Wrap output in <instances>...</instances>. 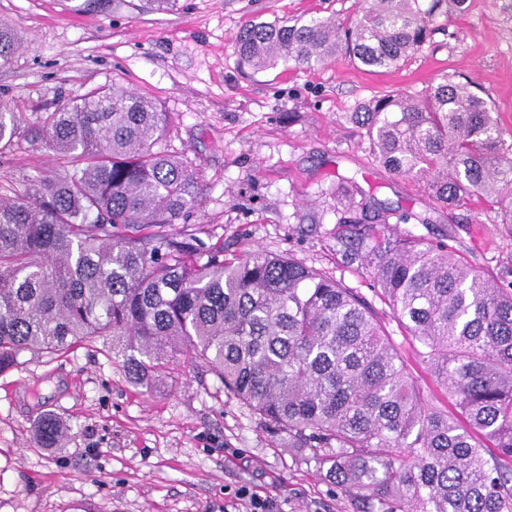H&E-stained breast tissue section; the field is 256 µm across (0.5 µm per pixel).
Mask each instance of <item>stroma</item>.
Instances as JSON below:
<instances>
[{
    "label": "stroma",
    "instance_id": "obj_1",
    "mask_svg": "<svg viewBox=\"0 0 512 512\" xmlns=\"http://www.w3.org/2000/svg\"><path fill=\"white\" fill-rule=\"evenodd\" d=\"M360 0H0V24L19 49L0 62V99L38 121L103 85L134 91L169 115L170 143L197 167L199 205L176 237L230 258L260 247L325 271L356 289L392 330L424 395L442 387L398 332L368 270L336 252V183L396 209L389 223L512 283V228L473 202L462 217L430 209L426 195L384 172L358 133L338 117L391 92L421 94L442 77L470 82L512 138V0H468L440 16L431 43L401 66L370 69L347 56L312 70L278 66L244 73L232 39L249 20L333 15ZM64 171L42 144L19 140L0 155V194L33 192ZM430 223H402L403 211ZM54 414L69 427L60 448L35 443V425ZM273 494L278 512H358L287 435L273 431L214 374L178 356L151 386L135 382L112 342L62 354L26 352L0 373V512H242L238 489Z\"/></svg>",
    "mask_w": 512,
    "mask_h": 512
}]
</instances>
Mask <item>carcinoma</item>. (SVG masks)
I'll return each instance as SVG.
<instances>
[{
  "label": "carcinoma",
  "instance_id": "carcinoma-1",
  "mask_svg": "<svg viewBox=\"0 0 512 512\" xmlns=\"http://www.w3.org/2000/svg\"><path fill=\"white\" fill-rule=\"evenodd\" d=\"M465 0H364L334 16L252 21L241 69H311L346 54L390 69ZM18 48L0 27V61ZM375 162L450 211L474 200L512 225V140L492 105L448 78L423 96L388 94L342 115ZM23 136L68 165L32 195H0V372L20 354L97 337L136 377L187 353L259 420L309 451L360 512H512V286L445 242L387 230L392 209L336 184V252L365 265L451 407L431 403L392 333L357 291L255 248L227 260L168 233L198 202L196 166L168 144L167 113L100 86L30 126L0 104V153ZM65 431L46 414L41 448Z\"/></svg>",
  "mask_w": 512,
  "mask_h": 512
}]
</instances>
